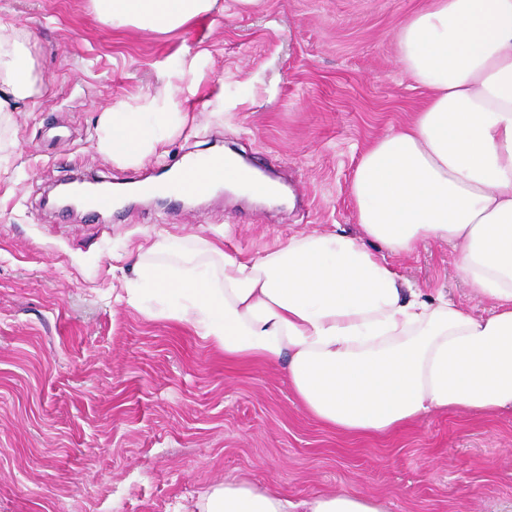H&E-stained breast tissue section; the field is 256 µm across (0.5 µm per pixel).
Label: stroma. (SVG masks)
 Returning a JSON list of instances; mask_svg holds the SVG:
<instances>
[{
  "label": "stroma",
  "mask_w": 512,
  "mask_h": 512,
  "mask_svg": "<svg viewBox=\"0 0 512 512\" xmlns=\"http://www.w3.org/2000/svg\"><path fill=\"white\" fill-rule=\"evenodd\" d=\"M428 2L220 0L159 33L107 28L90 0H0V23L34 40L45 88L0 127V512H184L239 478L291 498L353 487L388 512H512V412L349 438L307 416L277 369L225 362L151 298L116 300L160 239L255 258L295 233H357L361 152L423 104L393 33ZM169 83L191 121L142 165L98 152L103 109ZM213 148L261 160L294 205L224 190L177 221L134 200L97 224L43 204L72 168L151 178ZM394 262L411 287L483 312L447 245Z\"/></svg>",
  "instance_id": "35a3bbf8"
}]
</instances>
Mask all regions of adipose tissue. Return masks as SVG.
Here are the masks:
<instances>
[{
    "label": "adipose tissue",
    "mask_w": 512,
    "mask_h": 512,
    "mask_svg": "<svg viewBox=\"0 0 512 512\" xmlns=\"http://www.w3.org/2000/svg\"><path fill=\"white\" fill-rule=\"evenodd\" d=\"M108 28L168 33L218 0H92ZM399 62L428 93L410 122L361 154L350 191L357 234L300 233L257 258L208 244L220 266L155 244L140 290L227 360L278 367L302 409L351 435L425 415L512 410V0H431L395 30ZM29 37L0 25V121L41 96ZM171 91L101 112L97 148L141 163L184 127ZM448 244L475 316L409 288L393 259ZM198 512H387L353 488L291 499L244 479L214 486Z\"/></svg>",
    "instance_id": "1"
}]
</instances>
